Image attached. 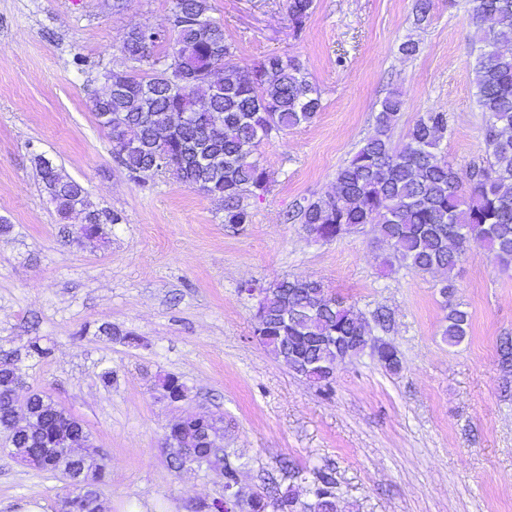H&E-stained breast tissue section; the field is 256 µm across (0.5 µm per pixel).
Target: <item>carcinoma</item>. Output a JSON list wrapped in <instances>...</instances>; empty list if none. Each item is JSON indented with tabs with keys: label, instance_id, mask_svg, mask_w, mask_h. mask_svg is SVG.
Here are the masks:
<instances>
[{
	"label": "carcinoma",
	"instance_id": "1",
	"mask_svg": "<svg viewBox=\"0 0 512 512\" xmlns=\"http://www.w3.org/2000/svg\"><path fill=\"white\" fill-rule=\"evenodd\" d=\"M477 28L475 84L485 115L486 160L457 171L438 157L436 148L448 133L445 112H426L409 127L400 146L389 131L405 102L397 92L381 102L375 133L364 139L351 160L336 172L332 193L300 210L301 223L315 238L330 242L372 224L386 246L381 266L388 272H441L439 294L448 310L442 331L448 345L462 343L471 322L456 301L452 272L475 244L488 252L503 272L512 270V0H470ZM315 0H288V18L300 32ZM211 0H175L174 10L144 35L128 30L120 52L128 66L112 71V95L89 99L99 127L108 139L129 138L137 148L112 145V154L137 179L163 155L175 178L224 202V223H251L243 203L247 195L268 192L270 171L254 158L261 140L313 121L322 108L320 89L293 59L267 57L250 67L232 62L224 24L211 16ZM149 67L144 71L143 67ZM44 189L55 195L60 220L79 205L85 188L64 179L52 162L38 158ZM254 320L260 343L279 361L324 390L336 367L364 351L371 333H387L391 312L378 308L372 320L331 293L314 278H283L264 287ZM381 366L395 373L400 358L383 340L374 353ZM18 359L0 358V434L11 432L9 393ZM156 386L176 398L189 388L166 374ZM38 432L16 435L12 456L23 464L60 471L66 480L70 512H101L98 486L105 463L84 425L41 392L30 393ZM224 430V416L211 413L201 421L190 414L166 450L168 467L179 472L194 454L199 470L217 471L229 482L226 461L211 435ZM80 434L84 457L72 461L62 439ZM287 488L258 492L248 512H338L336 482L323 468L308 478L282 465ZM305 484L309 501L299 499L295 482Z\"/></svg>",
	"mask_w": 512,
	"mask_h": 512
}]
</instances>
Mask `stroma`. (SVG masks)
Returning <instances> with one entry per match:
<instances>
[{
	"label": "stroma",
	"instance_id": "1",
	"mask_svg": "<svg viewBox=\"0 0 512 512\" xmlns=\"http://www.w3.org/2000/svg\"><path fill=\"white\" fill-rule=\"evenodd\" d=\"M414 3L315 0L297 33L287 0H212L236 65L296 59L322 101L311 123L258 145L273 183L247 198L252 221L235 227L221 202L170 175L131 179L89 109L103 75L126 66L125 32L168 18L173 0H0V221L10 227L0 233V349L36 336L50 347L18 375L101 449L106 512H187L224 494L212 472L168 468L161 443L174 409L154 388L160 374L187 383L192 409L223 412L247 487L281 478L286 462L330 472L340 512H512V369L498 355L512 337V271L471 247L454 271L471 326L451 347L438 276L384 273L371 227L324 242L285 219L333 191L392 91L405 101L393 145L423 113L444 112L448 163L485 157L469 0H431L419 24ZM408 39L419 45L411 58L399 51ZM39 155L120 223L78 241L48 200ZM288 277L323 280L367 316L389 310L400 371L365 354L323 392L270 355L247 288ZM64 486L0 450V512H58Z\"/></svg>",
	"mask_w": 512,
	"mask_h": 512
}]
</instances>
